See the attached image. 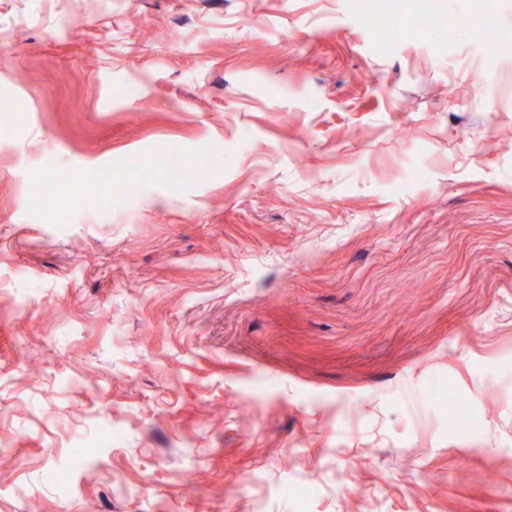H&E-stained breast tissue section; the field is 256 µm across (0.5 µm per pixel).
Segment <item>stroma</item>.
<instances>
[{
    "instance_id": "obj_1",
    "label": "stroma",
    "mask_w": 512,
    "mask_h": 512,
    "mask_svg": "<svg viewBox=\"0 0 512 512\" xmlns=\"http://www.w3.org/2000/svg\"><path fill=\"white\" fill-rule=\"evenodd\" d=\"M386 2L0 0V512H512V0Z\"/></svg>"
}]
</instances>
